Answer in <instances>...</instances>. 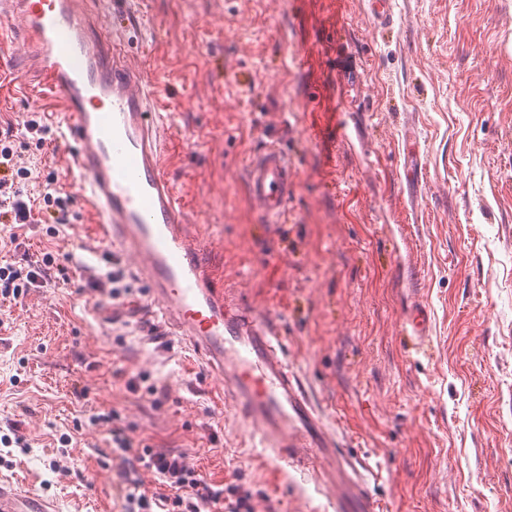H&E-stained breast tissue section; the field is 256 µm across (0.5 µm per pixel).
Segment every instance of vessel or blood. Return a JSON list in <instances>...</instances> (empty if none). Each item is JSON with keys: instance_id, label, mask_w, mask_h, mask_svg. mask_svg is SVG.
Here are the masks:
<instances>
[{"instance_id": "obj_1", "label": "vessel or blood", "mask_w": 512, "mask_h": 512, "mask_svg": "<svg viewBox=\"0 0 512 512\" xmlns=\"http://www.w3.org/2000/svg\"><path fill=\"white\" fill-rule=\"evenodd\" d=\"M22 21L39 82L65 105L56 137L103 235L141 260L151 304L172 335L218 377L259 445L307 475L325 474L336 440L288 365L276 325L230 300L190 238L187 214L163 163L154 88L121 49L130 21L97 26L81 0H4ZM379 29L391 28L392 0H367ZM296 171L275 144L248 166L250 197L265 222H282ZM334 512H375L361 477L340 472ZM0 512H57L54 502L0 482Z\"/></svg>"}]
</instances>
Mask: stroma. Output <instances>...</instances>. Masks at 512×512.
I'll return each instance as SVG.
<instances>
[{"instance_id": "1", "label": "stroma", "mask_w": 512, "mask_h": 512, "mask_svg": "<svg viewBox=\"0 0 512 512\" xmlns=\"http://www.w3.org/2000/svg\"><path fill=\"white\" fill-rule=\"evenodd\" d=\"M328 2L134 0L124 49L158 88L191 238L278 326L383 512H512V0H393L383 32L365 0ZM20 27L0 16V126L37 112L58 129L60 101L18 69ZM330 112L346 141L307 140ZM269 143L297 173L284 224L262 223L246 189ZM20 157L32 197L58 173L68 220L54 236L30 225L0 266L89 252L93 267L0 301V435L24 440L0 446V480L59 512H120L109 427L89 422L113 410L132 441L184 452L254 512H328L335 488L254 447L223 384L150 318L139 258L102 236L56 145ZM115 265L132 287L119 303L94 277ZM419 306L426 351L401 332Z\"/></svg>"}]
</instances>
